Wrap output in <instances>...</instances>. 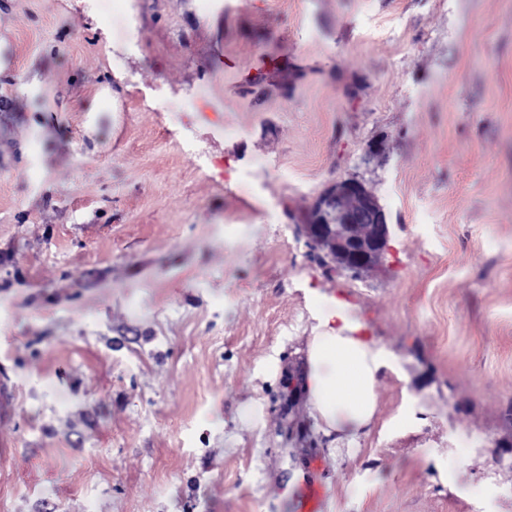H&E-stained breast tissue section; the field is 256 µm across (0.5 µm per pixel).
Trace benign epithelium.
Segmentation results:
<instances>
[{
  "mask_svg": "<svg viewBox=\"0 0 512 512\" xmlns=\"http://www.w3.org/2000/svg\"><path fill=\"white\" fill-rule=\"evenodd\" d=\"M299 229L311 250L334 271L361 276L384 266L389 241L386 213L377 196L357 178L328 187ZM496 447L494 465L512 469V441H498Z\"/></svg>",
  "mask_w": 512,
  "mask_h": 512,
  "instance_id": "7a95c632",
  "label": "benign epithelium"
}]
</instances>
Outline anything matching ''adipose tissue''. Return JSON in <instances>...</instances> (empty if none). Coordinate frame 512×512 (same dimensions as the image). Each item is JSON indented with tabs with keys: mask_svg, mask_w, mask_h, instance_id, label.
<instances>
[{
	"mask_svg": "<svg viewBox=\"0 0 512 512\" xmlns=\"http://www.w3.org/2000/svg\"><path fill=\"white\" fill-rule=\"evenodd\" d=\"M306 309L312 327L302 384L309 413L331 444L355 446L376 419L379 379L396 369L398 359L370 335L347 300L311 295Z\"/></svg>",
	"mask_w": 512,
	"mask_h": 512,
	"instance_id": "1",
	"label": "adipose tissue"
}]
</instances>
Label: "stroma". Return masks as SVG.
Masks as SVG:
<instances>
[{
    "mask_svg": "<svg viewBox=\"0 0 512 512\" xmlns=\"http://www.w3.org/2000/svg\"><path fill=\"white\" fill-rule=\"evenodd\" d=\"M4 31L0 512H512V0H0ZM348 177L390 232L357 278L297 230ZM311 292L398 358L352 452L298 386ZM327 497L326 489L320 484L308 486L301 498L299 512H323Z\"/></svg>",
    "mask_w": 512,
    "mask_h": 512,
    "instance_id": "35a3bbf8",
    "label": "stroma"
}]
</instances>
